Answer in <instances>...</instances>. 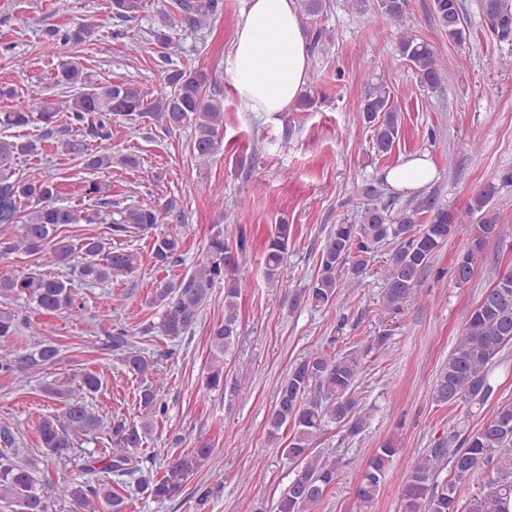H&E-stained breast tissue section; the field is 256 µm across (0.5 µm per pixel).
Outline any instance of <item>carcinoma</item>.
I'll list each match as a JSON object with an SVG mask.
<instances>
[{
	"label": "carcinoma",
	"mask_w": 512,
	"mask_h": 512,
	"mask_svg": "<svg viewBox=\"0 0 512 512\" xmlns=\"http://www.w3.org/2000/svg\"><path fill=\"white\" fill-rule=\"evenodd\" d=\"M374 8L398 23L406 14L408 0H375ZM142 9V0H112V12L123 20L136 18ZM480 10L491 38L512 46V0H480ZM433 12L449 41L465 42L460 0H433ZM176 13L182 27L196 32L224 13V0H172L169 11L160 13L152 35L171 68L165 71L169 90L155 97L135 82L98 86L91 81L73 49L94 37L96 24H80L64 31L45 29L49 40L69 50L57 67L55 82L76 90L68 100L67 118L81 139L65 141L61 147L81 157L85 168L112 167V152L100 144L111 139L112 117L116 115L135 119L146 114L166 133L191 129L193 156L201 167L213 162L220 152L224 106L206 95L207 73L172 67L174 59L183 53L181 38L171 33L172 15ZM395 43L420 86L433 92L443 89V61L429 43L404 31L395 37ZM357 109L372 128V147L380 156L389 153L401 127L389 87L377 84ZM57 115L50 99L30 96L0 111V127H42L48 135L53 132ZM39 151L35 141L0 138V258L23 253L34 261V267L25 272L0 276V298L16 303L0 309V337L14 336L20 324H28L26 307L74 315L81 309L79 286L128 277L141 265L140 253L134 249L112 247L95 236L73 238L64 234L70 224L100 223L101 213L84 207L80 200L59 201L58 183L52 175L35 179L15 176L13 161ZM507 184L512 185L511 170L493 174L461 213L440 206L432 192L395 212L385 207L368 208L356 224L333 225L319 255L316 274L308 287L295 290L293 304L331 308L339 293L363 280L378 248L389 244L391 253L381 268L384 303L390 313L400 314L418 298L421 276L458 224L473 225L468 248L454 267L455 281L468 282L488 242L500 235L490 203ZM109 193V186L99 182L84 186L86 197H94L107 207L112 205ZM176 208L172 199L160 205L123 208L118 211L119 218L109 224L110 235H148L154 265L159 269L177 267L183 263L184 224L175 214ZM161 225L165 229H159ZM211 231L205 258L181 279L159 283L148 301L149 306L159 308L158 321L140 327L137 333L117 324L109 336L112 350L121 352L128 369L140 377L137 400L143 410L141 421L113 415L109 424L102 426L100 410L93 403L102 388L95 373L43 383L41 392L55 402V410L43 415L36 426L45 461L69 459L84 439H100L104 448L83 460L80 479L45 488L36 477V465L21 461L11 450L12 434L0 431V442L6 447L0 452V504L11 512H49L54 499L72 504L74 512H126L128 502L122 495L125 487L134 485L154 501H171L209 459L213 448L201 443L165 458L159 468H151L155 457L146 455V440L154 424L168 413L163 400L165 377L159 365L173 352H147L134 344V338L140 334L175 340L187 334L197 323L212 289L224 285V320L210 331V362L204 385L208 390L226 389L224 364L239 333L238 299L243 273L238 255L246 251L247 238L241 231L235 241H230L220 224L212 225ZM291 232L292 226L282 220L269 235L264 265L270 279L279 277ZM490 274V286L468 315L432 385L434 402L463 408V417L448 435L434 440L407 472L402 512H512V402L501 403L482 417L479 425L470 426V418L493 394V367L512 344V271L493 268ZM338 340L337 336L328 337V348L297 362L277 388L267 422V441L298 470L281 493L276 512H314L336 482V461L315 448L326 427H340L351 440L366 428L357 391L364 373L363 360L373 351H385L391 333L384 330L364 347L342 354L336 352ZM58 357V347L42 340L24 354H1L0 376L27 378L54 365ZM399 453L391 441L374 450L356 490L361 507H368L379 494ZM445 469L448 477L442 479L440 474ZM481 471L486 479L476 487L475 476Z\"/></svg>",
	"instance_id": "cac0c4a2"
}]
</instances>
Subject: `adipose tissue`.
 Returning a JSON list of instances; mask_svg holds the SVG:
<instances>
[{
	"label": "adipose tissue",
	"instance_id": "obj_1",
	"mask_svg": "<svg viewBox=\"0 0 512 512\" xmlns=\"http://www.w3.org/2000/svg\"><path fill=\"white\" fill-rule=\"evenodd\" d=\"M309 60L296 0H245L232 39V79L245 111L271 118L287 111L304 90ZM434 174L431 160L417 156L389 169L385 181L406 192Z\"/></svg>",
	"mask_w": 512,
	"mask_h": 512
}]
</instances>
